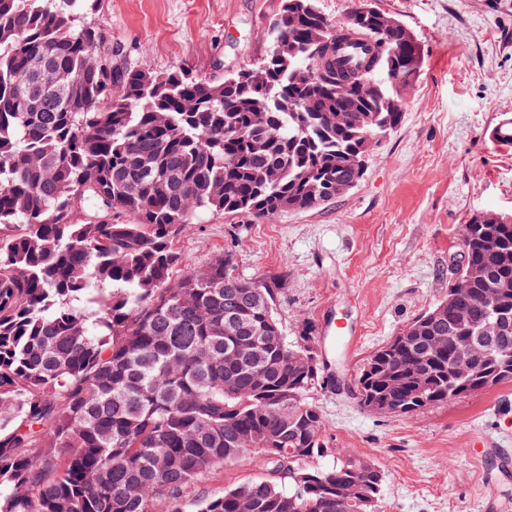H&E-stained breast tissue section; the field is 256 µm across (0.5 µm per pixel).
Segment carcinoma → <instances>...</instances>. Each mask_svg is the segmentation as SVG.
I'll list each match as a JSON object with an SVG mask.
<instances>
[{
	"instance_id": "1",
	"label": "carcinoma",
	"mask_w": 512,
	"mask_h": 512,
	"mask_svg": "<svg viewBox=\"0 0 512 512\" xmlns=\"http://www.w3.org/2000/svg\"><path fill=\"white\" fill-rule=\"evenodd\" d=\"M98 0H0V512H182V493L246 453L262 476L198 512H379L385 473L333 455L308 400L323 381L314 325L288 340L275 289L224 270L176 275L173 239L199 211L272 220L351 180L349 157L401 123L413 33L354 8L282 0L291 47L211 82L112 58ZM477 271L385 345L360 405L411 417L512 381V215L461 230ZM496 303L504 317L493 331ZM238 332L224 335L229 311ZM477 373L451 374L457 337ZM426 364L427 382L391 357ZM320 12L332 22H343L359 0H317Z\"/></svg>"
}]
</instances>
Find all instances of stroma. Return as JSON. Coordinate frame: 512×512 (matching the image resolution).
Instances as JSON below:
<instances>
[{
	"instance_id": "1",
	"label": "stroma",
	"mask_w": 512,
	"mask_h": 512,
	"mask_svg": "<svg viewBox=\"0 0 512 512\" xmlns=\"http://www.w3.org/2000/svg\"><path fill=\"white\" fill-rule=\"evenodd\" d=\"M415 35L423 58L400 126L373 144L364 174L317 208L258 221L202 213L173 246L181 271L232 254L238 276L276 285L288 335L311 322L328 350L310 402L322 436L385 473L381 512H512V382L413 417L381 415L353 386L367 358L448 293V258L472 216L512 213V0H372ZM281 0H100L91 15L129 66L185 68L207 80L265 55ZM252 456L185 491L219 495L258 477Z\"/></svg>"
}]
</instances>
